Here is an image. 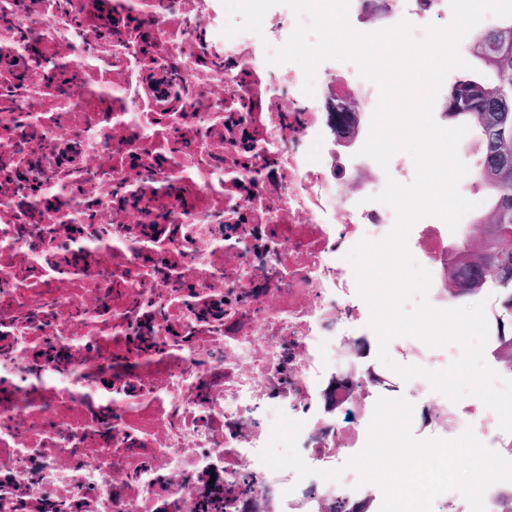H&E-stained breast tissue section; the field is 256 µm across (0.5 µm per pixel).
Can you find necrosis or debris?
Returning <instances> with one entry per match:
<instances>
[{"label": "necrosis or debris", "instance_id": "1", "mask_svg": "<svg viewBox=\"0 0 512 512\" xmlns=\"http://www.w3.org/2000/svg\"><path fill=\"white\" fill-rule=\"evenodd\" d=\"M227 20L224 0H0V512L380 510L343 466L377 396L352 430L327 399L354 403L338 337L377 342L339 259L397 213L382 179L338 197L309 150L325 107ZM406 245L447 309V225ZM389 351L448 362L405 336ZM281 414L313 475L261 461ZM448 424L512 460L481 400L444 404L431 436Z\"/></svg>", "mask_w": 512, "mask_h": 512}]
</instances>
